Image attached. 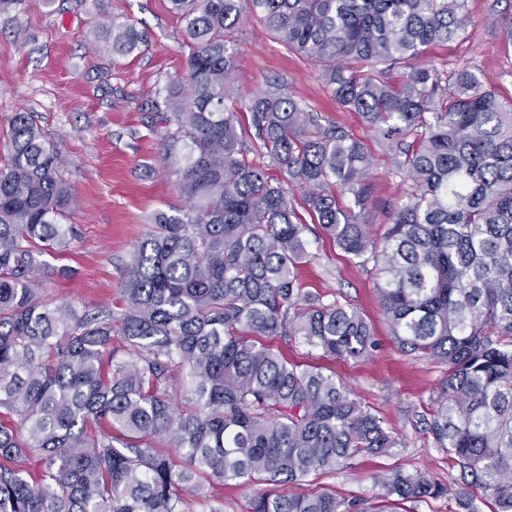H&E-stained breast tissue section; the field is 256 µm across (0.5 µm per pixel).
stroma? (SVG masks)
<instances>
[{
	"instance_id": "stroma-1",
	"label": "stroma",
	"mask_w": 512,
	"mask_h": 512,
	"mask_svg": "<svg viewBox=\"0 0 512 512\" xmlns=\"http://www.w3.org/2000/svg\"><path fill=\"white\" fill-rule=\"evenodd\" d=\"M468 24L454 39L430 46L427 62L449 72L470 67L503 100L512 99V43L505 27L512 0H467ZM133 23L147 37L141 52L119 60L92 51L90 30L106 33L113 20ZM184 25L169 0H23L0 15V141L9 118L34 113L57 146L60 171L75 191L69 216L79 237L69 247L43 253L56 268L72 269L43 284L45 298L77 308L117 309L126 264L153 214L184 205L169 176L163 128L147 99L186 71ZM234 87L248 93L275 82L309 111L361 141L371 163L372 200L361 219L384 233L405 184L381 134L332 97L313 60L288 52L262 24L245 19L235 45ZM315 260L299 267L305 287L360 311L377 346L358 359L319 358L301 343L271 339L288 360L321 364L355 397L383 418L400 447L386 455L362 454L350 468L284 485L285 493L327 490L353 499L378 492L376 478L395 471L420 473L447 485L450 495L405 503V512H458L453 495L461 473L428 430L446 365L402 352L383 314L372 263L344 253L321 230L309 236Z\"/></svg>"
}]
</instances>
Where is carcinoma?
Listing matches in <instances>:
<instances>
[{
  "label": "carcinoma",
  "mask_w": 512,
  "mask_h": 512,
  "mask_svg": "<svg viewBox=\"0 0 512 512\" xmlns=\"http://www.w3.org/2000/svg\"><path fill=\"white\" fill-rule=\"evenodd\" d=\"M170 2L184 22L186 79L150 108L166 124L169 175L186 207L155 213L135 245L119 318L43 298L47 277L73 275L36 253L75 239V226L61 223L74 194L34 116L9 120L0 147V512H185L189 497L224 512L213 485L257 481L269 488L245 512H388L365 498L275 489L398 440L332 376L262 342L298 337L331 359L374 347L361 312L303 287L310 228L288 189L248 160L242 112L288 185L305 192L314 221L378 267L399 348L448 366L429 431L465 479L458 507L474 512L468 488L479 486L495 512H512V100L469 67L448 74L422 61L465 29L467 0ZM248 16L318 62L336 101L402 156L410 187L382 236L359 221L372 192L362 143L276 83L247 97L232 89L231 47ZM144 43L133 25L112 23V57ZM32 452L43 463L36 480L17 466ZM377 484L384 499L448 494L402 470Z\"/></svg>",
  "instance_id": "obj_1"
}]
</instances>
